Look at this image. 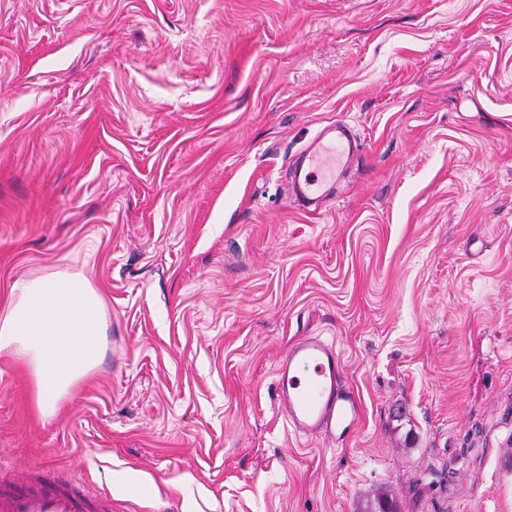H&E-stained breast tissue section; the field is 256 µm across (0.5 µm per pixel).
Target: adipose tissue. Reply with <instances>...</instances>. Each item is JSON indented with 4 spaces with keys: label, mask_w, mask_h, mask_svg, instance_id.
Wrapping results in <instances>:
<instances>
[{
    "label": "adipose tissue",
    "mask_w": 512,
    "mask_h": 512,
    "mask_svg": "<svg viewBox=\"0 0 512 512\" xmlns=\"http://www.w3.org/2000/svg\"><path fill=\"white\" fill-rule=\"evenodd\" d=\"M105 336L101 298L78 273L17 283L0 314V353L24 362L45 416L100 363Z\"/></svg>",
    "instance_id": "obj_1"
}]
</instances>
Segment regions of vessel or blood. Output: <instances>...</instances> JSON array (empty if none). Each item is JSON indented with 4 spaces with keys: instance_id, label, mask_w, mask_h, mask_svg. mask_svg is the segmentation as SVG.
<instances>
[{
    "instance_id": "b4317fda",
    "label": "vessel or blood",
    "mask_w": 512,
    "mask_h": 512,
    "mask_svg": "<svg viewBox=\"0 0 512 512\" xmlns=\"http://www.w3.org/2000/svg\"><path fill=\"white\" fill-rule=\"evenodd\" d=\"M362 151L347 123L325 126L289 164V197L307 212L320 211L337 197ZM344 370L333 344L321 337L290 345L275 374L278 408L293 433L343 444L358 431L364 406ZM0 512H112V501L41 470L0 464Z\"/></svg>"
}]
</instances>
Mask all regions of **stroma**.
Returning a JSON list of instances; mask_svg holds the SVG:
<instances>
[{
    "label": "stroma",
    "mask_w": 512,
    "mask_h": 512,
    "mask_svg": "<svg viewBox=\"0 0 512 512\" xmlns=\"http://www.w3.org/2000/svg\"><path fill=\"white\" fill-rule=\"evenodd\" d=\"M364 155L307 213L288 163ZM82 273L100 364L42 416L0 353V461L112 512H512V0H0V311ZM334 342L346 444L275 370ZM363 152V144L347 123L325 126L288 166V195L309 213L334 200ZM344 370L336 348L320 336L290 345L275 374L278 408L294 434L343 444L358 431L364 406Z\"/></svg>",
    "instance_id": "stroma-1"
}]
</instances>
